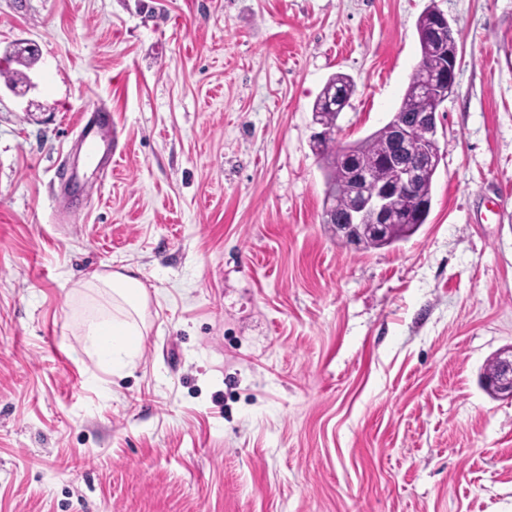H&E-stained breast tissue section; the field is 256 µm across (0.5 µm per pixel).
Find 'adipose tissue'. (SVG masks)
<instances>
[{
    "label": "adipose tissue",
    "instance_id": "1",
    "mask_svg": "<svg viewBox=\"0 0 512 512\" xmlns=\"http://www.w3.org/2000/svg\"><path fill=\"white\" fill-rule=\"evenodd\" d=\"M93 284L111 290L112 321L88 323L86 333L95 339L110 337L106 358L111 364H122L133 350L136 337L144 333L147 292L138 278L122 272L95 275Z\"/></svg>",
    "mask_w": 512,
    "mask_h": 512
}]
</instances>
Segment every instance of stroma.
<instances>
[{
	"instance_id": "obj_1",
	"label": "stroma",
	"mask_w": 512,
	"mask_h": 512,
	"mask_svg": "<svg viewBox=\"0 0 512 512\" xmlns=\"http://www.w3.org/2000/svg\"><path fill=\"white\" fill-rule=\"evenodd\" d=\"M447 17L454 92L426 224L356 251L323 221L336 142L397 112L416 21ZM0 512H512V0H0ZM119 141L65 196L83 113ZM124 268L149 296L119 371L82 322ZM495 357L494 373L484 379V384L499 397L512 400V346L499 351Z\"/></svg>"
}]
</instances>
